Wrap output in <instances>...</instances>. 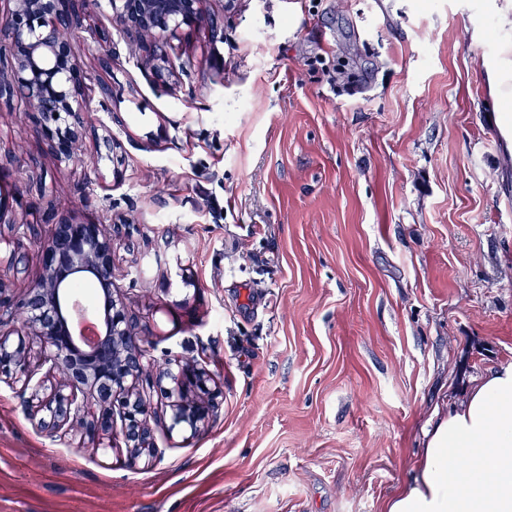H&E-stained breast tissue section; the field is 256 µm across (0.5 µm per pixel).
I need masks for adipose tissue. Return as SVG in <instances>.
Segmentation results:
<instances>
[{
	"label": "adipose tissue",
	"instance_id": "adipose-tissue-1",
	"mask_svg": "<svg viewBox=\"0 0 512 512\" xmlns=\"http://www.w3.org/2000/svg\"><path fill=\"white\" fill-rule=\"evenodd\" d=\"M384 512H512V365L484 375L433 424L412 481Z\"/></svg>",
	"mask_w": 512,
	"mask_h": 512
}]
</instances>
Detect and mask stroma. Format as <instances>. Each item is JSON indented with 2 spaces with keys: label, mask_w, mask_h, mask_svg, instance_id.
<instances>
[{
  "label": "stroma",
  "mask_w": 512,
  "mask_h": 512,
  "mask_svg": "<svg viewBox=\"0 0 512 512\" xmlns=\"http://www.w3.org/2000/svg\"><path fill=\"white\" fill-rule=\"evenodd\" d=\"M176 94L120 46L77 43L86 102L126 121L118 161L60 162L0 101V275L41 273L48 212L129 225L115 282L155 358L218 383L158 459L36 432L0 383V512H382L426 433L512 364V0H207ZM497 31L488 44L486 23Z\"/></svg>",
  "instance_id": "1"
}]
</instances>
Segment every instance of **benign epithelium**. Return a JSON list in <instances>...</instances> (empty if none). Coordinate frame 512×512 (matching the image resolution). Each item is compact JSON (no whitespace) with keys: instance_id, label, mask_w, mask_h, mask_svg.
I'll return each mask as SVG.
<instances>
[{"instance_id":"obj_1","label":"benign epithelium","mask_w":512,"mask_h":512,"mask_svg":"<svg viewBox=\"0 0 512 512\" xmlns=\"http://www.w3.org/2000/svg\"><path fill=\"white\" fill-rule=\"evenodd\" d=\"M12 7L0 11V99L16 97L39 115L40 134L60 161L75 155L79 131L87 121L85 74L77 55L73 35L92 13L91 0H8ZM203 0H109L108 21L145 52L156 85L171 90V81L182 69L174 55V42L186 27L210 24ZM99 58L109 64L117 55L109 29H88ZM106 115L105 135L98 148L109 153L116 148L112 127H124L122 113L112 107V93L100 104ZM118 225L105 228L74 219L58 218L45 239H37L42 274L19 296L7 294L0 281V375L14 374L30 388L44 365L66 377L65 390L33 406L24 401L27 416L36 430L52 436L68 434L70 416L85 420L87 445L104 446L103 437L121 434L131 458L151 461L157 455L152 416L135 385L144 370L146 350L138 343L129 315L114 288L113 254ZM93 277L101 279L106 309L101 334L91 349L81 346L83 332L76 316L96 320L87 314L71 284ZM23 314L31 334L40 341L37 363L27 361L22 343L11 340V323ZM170 369L157 376L170 399L173 424H186L195 432L208 422L214 406L186 397V386L205 388L210 375L194 364L173 360Z\"/></svg>"}]
</instances>
